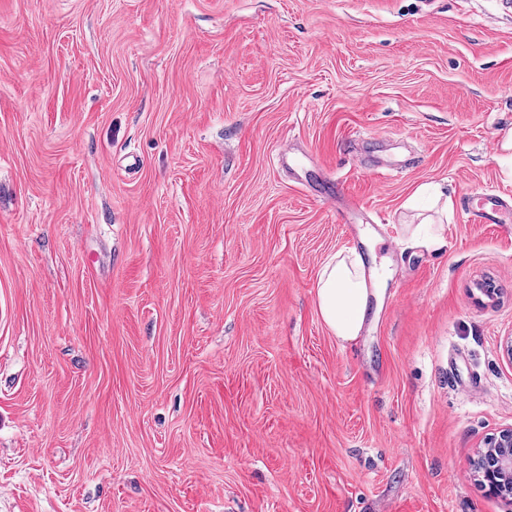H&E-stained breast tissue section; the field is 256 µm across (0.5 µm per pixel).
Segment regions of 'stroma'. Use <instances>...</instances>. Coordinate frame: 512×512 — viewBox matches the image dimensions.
<instances>
[{"instance_id": "1", "label": "stroma", "mask_w": 512, "mask_h": 512, "mask_svg": "<svg viewBox=\"0 0 512 512\" xmlns=\"http://www.w3.org/2000/svg\"><path fill=\"white\" fill-rule=\"evenodd\" d=\"M510 129L512 0H0V512H512ZM500 201L502 202L499 195L487 194L482 204L477 208H472L474 221L478 224H507L500 215L499 207L502 206ZM382 274L368 265L356 250L339 253L321 267L316 284L319 315L341 343L356 341L364 331L371 307L377 297ZM474 466L479 481L490 494L512 501V427L486 440Z\"/></svg>"}]
</instances>
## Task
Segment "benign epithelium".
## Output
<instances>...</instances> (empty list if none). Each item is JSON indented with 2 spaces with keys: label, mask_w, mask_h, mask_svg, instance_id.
Masks as SVG:
<instances>
[{
  "label": "benign epithelium",
  "mask_w": 512,
  "mask_h": 512,
  "mask_svg": "<svg viewBox=\"0 0 512 512\" xmlns=\"http://www.w3.org/2000/svg\"><path fill=\"white\" fill-rule=\"evenodd\" d=\"M474 466L479 481L490 494L512 501V427L486 440Z\"/></svg>",
  "instance_id": "1"
}]
</instances>
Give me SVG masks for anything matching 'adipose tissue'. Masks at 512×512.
<instances>
[{"mask_svg":"<svg viewBox=\"0 0 512 512\" xmlns=\"http://www.w3.org/2000/svg\"><path fill=\"white\" fill-rule=\"evenodd\" d=\"M381 282L379 268L369 266L363 254L354 250L323 264L316 304L322 321L339 342L350 343L361 336Z\"/></svg>","mask_w":512,"mask_h":512,"instance_id":"1","label":"adipose tissue"}]
</instances>
